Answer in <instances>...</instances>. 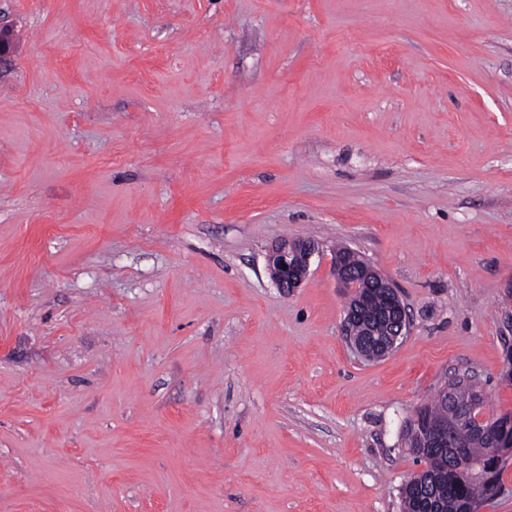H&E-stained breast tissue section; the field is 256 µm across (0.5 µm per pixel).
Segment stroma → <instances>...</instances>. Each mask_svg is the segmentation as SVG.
Returning <instances> with one entry per match:
<instances>
[{
	"label": "stroma",
	"mask_w": 512,
	"mask_h": 512,
	"mask_svg": "<svg viewBox=\"0 0 512 512\" xmlns=\"http://www.w3.org/2000/svg\"><path fill=\"white\" fill-rule=\"evenodd\" d=\"M0 512H399L512 412V0H0ZM309 238L283 297L268 247ZM346 246L410 330L341 331ZM334 273L336 280L341 288H354L357 279L365 282L368 288H383L388 294V311L398 314L397 326L394 328L392 336L395 338L404 336L409 328V316L406 306L400 295V291L373 266L365 267L358 274L347 269L343 263L336 258L334 263ZM454 388L450 398L444 393L442 387L431 397L430 401L418 407L414 415L405 425V440L411 451L417 455L416 445L420 441L423 428L433 427L447 419L451 411L469 415V421L459 425L452 436V444L463 446L456 452V459L463 461L469 458L471 466L461 470L455 462L454 450L457 448H430L433 459L427 470L421 475L422 488L425 492L409 491L405 501L408 512H469L472 503H482L487 496L481 470L490 455L492 459L486 466L485 478L489 493H494L497 484L494 480L495 468L512 454V435L508 428L500 435L499 448H495L498 429L510 420L512 428V413L499 416H489L483 423L480 431L470 428L471 421L481 412H484L485 396L479 389L474 378L470 376L466 381H456L448 378ZM475 407H479L473 413ZM429 456H423L420 460ZM421 510V511H420ZM424 510V511H423Z\"/></svg>",
	"instance_id": "1"
}]
</instances>
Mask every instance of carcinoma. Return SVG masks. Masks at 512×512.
<instances>
[{"label":"carcinoma","mask_w":512,"mask_h":512,"mask_svg":"<svg viewBox=\"0 0 512 512\" xmlns=\"http://www.w3.org/2000/svg\"><path fill=\"white\" fill-rule=\"evenodd\" d=\"M366 306L371 316L353 320L348 326L349 338L365 341L375 349L378 342L388 337L393 325L382 316L386 306L383 292L370 293ZM451 383V394H445L440 388L429 402L415 410L406 422L405 440L411 451H416L424 428L433 427L447 419L450 412L458 411L469 416V421L455 429L452 444L464 447L471 466L464 470L457 467L453 447L431 449L433 459L421 479L425 491L408 492L409 512H468L471 504L483 501L487 491L481 476L482 467L496 446L498 429L512 421V413H505L487 418L479 431L471 428V420L477 413L484 412V392L472 377L465 381L453 379Z\"/></svg>","instance_id":"carcinoma-1"}]
</instances>
